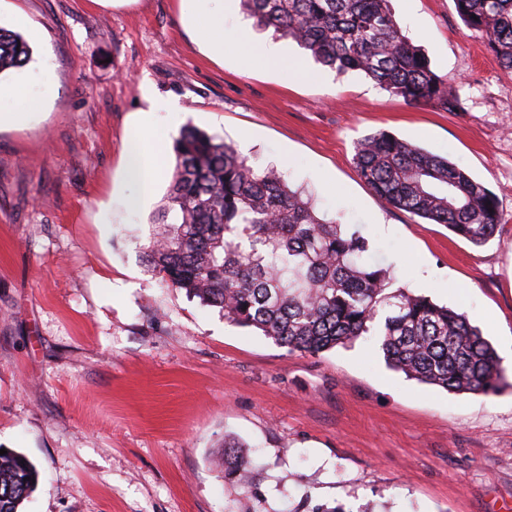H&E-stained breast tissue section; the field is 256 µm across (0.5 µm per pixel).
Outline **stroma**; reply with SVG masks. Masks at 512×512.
Listing matches in <instances>:
<instances>
[{
    "instance_id": "35a3bbf8",
    "label": "stroma",
    "mask_w": 512,
    "mask_h": 512,
    "mask_svg": "<svg viewBox=\"0 0 512 512\" xmlns=\"http://www.w3.org/2000/svg\"><path fill=\"white\" fill-rule=\"evenodd\" d=\"M215 7L0 0V26L32 49L0 74V113L43 103L0 126V448L39 472L22 512H251L214 462L228 436L259 458L266 512H512V72L453 0H391L459 83L452 112L336 74L293 42L300 67L257 65L239 0L214 52L199 29ZM145 85L177 109L142 134L157 181L136 208L122 166ZM188 124L359 228L396 285L465 311L503 360V388L417 383L363 338L290 354L164 287L144 247ZM377 131L467 170L496 196L501 234L477 246L384 204L354 164Z\"/></svg>"
}]
</instances>
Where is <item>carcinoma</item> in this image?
Returning <instances> with one entry per match:
<instances>
[{
  "instance_id": "cac0c4a2",
  "label": "carcinoma",
  "mask_w": 512,
  "mask_h": 512,
  "mask_svg": "<svg viewBox=\"0 0 512 512\" xmlns=\"http://www.w3.org/2000/svg\"><path fill=\"white\" fill-rule=\"evenodd\" d=\"M260 29H274L316 62L364 75L408 103L452 111L458 89L406 37L389 0H241ZM465 28L512 71V0H454ZM22 34L0 26V74L28 64ZM175 166L152 217L146 261L162 284L255 328L289 352L311 355L374 338L388 366L458 393L504 384L502 358L463 312L405 287L370 258L369 242L319 215L313 197L275 167L248 164L224 139L195 126L173 143ZM360 177L387 205L481 246L501 231L495 197L456 163L386 132L355 144ZM224 479L252 492L254 459L224 443ZM37 478L15 453L0 455V512H18Z\"/></svg>"
}]
</instances>
